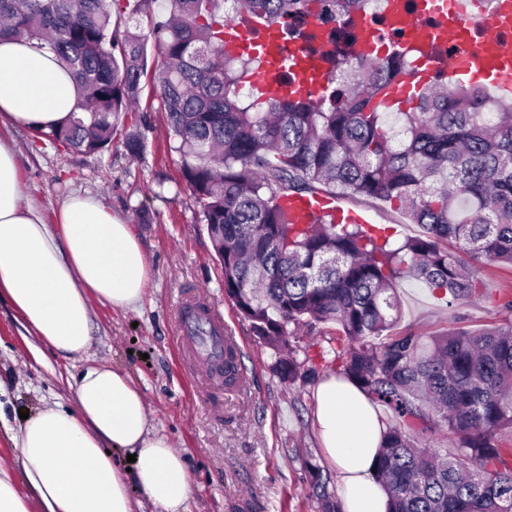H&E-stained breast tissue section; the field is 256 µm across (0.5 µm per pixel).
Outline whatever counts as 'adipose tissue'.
Returning <instances> with one entry per match:
<instances>
[{
	"instance_id": "ef3b65f1",
	"label": "adipose tissue",
	"mask_w": 512,
	"mask_h": 512,
	"mask_svg": "<svg viewBox=\"0 0 512 512\" xmlns=\"http://www.w3.org/2000/svg\"><path fill=\"white\" fill-rule=\"evenodd\" d=\"M79 87L53 55L11 37L0 38V119L50 130L75 106ZM149 267L130 225L98 199L74 195L48 211L25 200L18 152L0 137V301L14 310L36 360L90 347L91 299L115 309L142 299ZM74 403L44 406L10 440L29 498L0 468V512H135L130 482L161 512H187L191 476L170 440L152 431L143 393L106 363L74 379ZM315 425L342 486L343 512H387L375 476L382 425L366 395L329 376L316 391ZM135 454L125 471L109 451Z\"/></svg>"
}]
</instances>
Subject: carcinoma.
<instances>
[{
  "label": "carcinoma",
  "instance_id": "obj_1",
  "mask_svg": "<svg viewBox=\"0 0 512 512\" xmlns=\"http://www.w3.org/2000/svg\"><path fill=\"white\" fill-rule=\"evenodd\" d=\"M153 0H0V37L54 54L80 88L66 122L39 132L56 146L96 153L135 111L152 66L169 138L182 161L224 273V295L274 354L273 371L306 382L300 330L334 324L326 354L337 377L384 407L376 478L388 512H512V319L431 336L395 331L398 283L414 279L451 305L484 295L481 266H512V96L439 72L398 122L374 98L412 75L405 48L360 57L326 50L322 91L257 101L242 93L261 55L224 51V25L246 18L291 40L328 45L371 16L374 0H168L146 32L121 26ZM155 50L148 62V49ZM124 146L143 155L141 132ZM378 200L421 233L392 245L388 228L336 212L295 224L292 197ZM449 437L453 448L438 447ZM318 512H342L323 470L307 463Z\"/></svg>",
  "mask_w": 512,
  "mask_h": 512
}]
</instances>
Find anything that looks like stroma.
<instances>
[{
  "mask_svg": "<svg viewBox=\"0 0 512 512\" xmlns=\"http://www.w3.org/2000/svg\"><path fill=\"white\" fill-rule=\"evenodd\" d=\"M138 111L129 113L107 150L77 153L54 146L26 129L10 128L20 152L26 194L52 210L79 192L100 200L113 216L130 224L149 266L142 302L120 310L94 303L91 345L84 356L47 353L35 360L13 309L0 303V463L13 464L16 450L6 428H19L21 413L36 414L51 403L71 405L67 380L91 362L121 370L143 392L155 431L182 452L191 475L187 512H317L307 463H316L339 490L313 425L317 382L330 375L323 359L334 327L301 329L300 359L315 370L308 384L289 386L272 370L271 350L251 333L247 321L224 295V277L199 208L186 182L180 156L170 147L166 114L150 78L141 81ZM148 139L144 155H130L126 131ZM339 207L393 229L394 240L419 229L382 203L342 198ZM199 294L224 318L238 342L242 384L208 391L204 376H190L177 357L178 309L184 292ZM398 330L430 335L449 325L480 329L502 315L485 298L445 305L413 280L401 281Z\"/></svg>",
  "mask_w": 512,
  "mask_h": 512,
  "instance_id": "obj_1",
  "label": "stroma"
}]
</instances>
